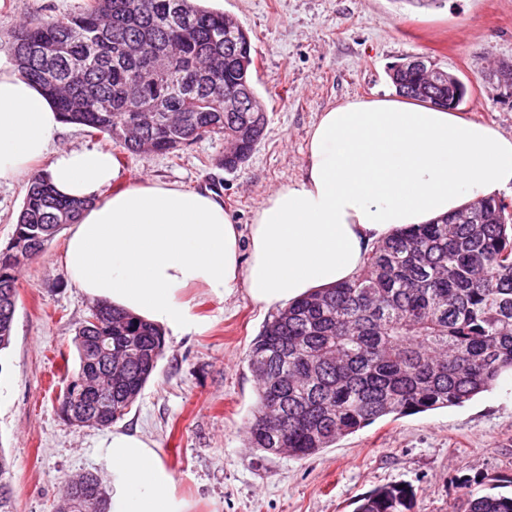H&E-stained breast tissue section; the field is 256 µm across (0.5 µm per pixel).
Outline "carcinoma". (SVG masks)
<instances>
[{"instance_id": "carcinoma-1", "label": "carcinoma", "mask_w": 512, "mask_h": 512, "mask_svg": "<svg viewBox=\"0 0 512 512\" xmlns=\"http://www.w3.org/2000/svg\"><path fill=\"white\" fill-rule=\"evenodd\" d=\"M196 27L186 42L166 5ZM95 40L97 54L84 55ZM8 51L19 72L57 103L64 121L107 136L119 149L173 154L202 138H233L237 149L219 165L236 171L264 136L266 112H226L223 91L257 97L253 45L228 15L195 0H88L77 14L31 21L13 34ZM396 92L414 100L422 87L450 96L448 72L389 73ZM85 203L61 199L40 176L30 179L12 238L0 250V350L9 346L16 308V271L41 253ZM101 346L112 377L97 382L91 407L105 428L122 419L162 358L161 330L102 306L96 324L76 328L83 357ZM248 369L257 381L247 447L286 448L305 458L379 419L459 406L512 372V202L488 197L472 224L454 216L400 230L375 244L350 282L309 294L269 319L253 340ZM79 369L65 378L63 419L84 404ZM0 454V512H12ZM77 486L95 492L108 512L98 477L68 482L56 512H86ZM411 490L380 488L355 512H411ZM460 512H512V496H469Z\"/></svg>"}]
</instances>
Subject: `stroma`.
Wrapping results in <instances>:
<instances>
[{"label": "stroma", "instance_id": "stroma-1", "mask_svg": "<svg viewBox=\"0 0 512 512\" xmlns=\"http://www.w3.org/2000/svg\"><path fill=\"white\" fill-rule=\"evenodd\" d=\"M86 0H0L2 46L34 18L76 13ZM255 48V88L268 124L237 171L220 167L224 142L206 138L175 154L116 153L122 190L147 179L215 193L237 224H250L263 194L304 175L319 112L392 91L391 65L424 56L459 77L464 117L512 135V101L482 55L512 60V0H223ZM27 178L0 184V245L11 238ZM57 234L17 274L11 344L0 351V453L9 465L13 512H54L66 481L112 473L97 446L104 431L58 412L65 361L90 305L63 265ZM199 322L166 334L163 358L119 427L155 442L193 512H354L385 486L414 494L412 512H458L490 486L512 494V374L461 406L382 419L307 457L245 446L256 400L246 355L274 314L236 290L191 293Z\"/></svg>", "mask_w": 512, "mask_h": 512}]
</instances>
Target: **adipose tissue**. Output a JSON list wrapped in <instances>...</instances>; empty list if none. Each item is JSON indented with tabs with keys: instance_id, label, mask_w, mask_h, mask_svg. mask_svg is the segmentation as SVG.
Listing matches in <instances>:
<instances>
[{
	"instance_id": "ef3b65f1",
	"label": "adipose tissue",
	"mask_w": 512,
	"mask_h": 512,
	"mask_svg": "<svg viewBox=\"0 0 512 512\" xmlns=\"http://www.w3.org/2000/svg\"><path fill=\"white\" fill-rule=\"evenodd\" d=\"M53 100L0 64V184L43 175L85 203L63 263L89 299L171 332L194 324L189 292L245 289L284 308L353 279L372 243L512 189V136L428 104L384 95L321 112L303 178L270 192L240 228L209 191L148 180L113 190L111 150L59 144ZM110 512H190L150 439L113 431Z\"/></svg>"
}]
</instances>
